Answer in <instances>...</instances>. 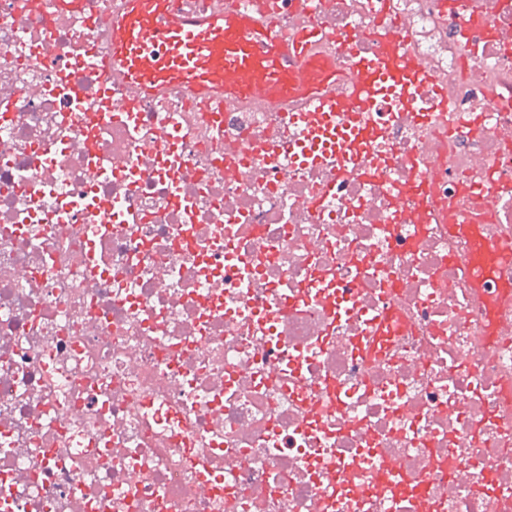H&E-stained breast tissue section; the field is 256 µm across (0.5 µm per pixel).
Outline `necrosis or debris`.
<instances>
[{
  "mask_svg": "<svg viewBox=\"0 0 512 512\" xmlns=\"http://www.w3.org/2000/svg\"><path fill=\"white\" fill-rule=\"evenodd\" d=\"M315 2L342 79L373 11L437 76L369 137L129 102L112 0H0V512H512V0ZM499 6L498 0H454L453 9L470 17L490 18Z\"/></svg>",
  "mask_w": 512,
  "mask_h": 512,
  "instance_id": "4bbe7bcc",
  "label": "necrosis or debris"
}]
</instances>
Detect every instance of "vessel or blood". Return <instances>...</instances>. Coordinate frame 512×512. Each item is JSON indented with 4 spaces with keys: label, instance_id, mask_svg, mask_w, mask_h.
Returning a JSON list of instances; mask_svg holds the SVG:
<instances>
[{
    "label": "vessel or blood",
    "instance_id": "obj_1",
    "mask_svg": "<svg viewBox=\"0 0 512 512\" xmlns=\"http://www.w3.org/2000/svg\"><path fill=\"white\" fill-rule=\"evenodd\" d=\"M499 0H453L454 10L490 18ZM382 30V53L355 57L351 101L363 108L359 135L376 122L368 106L377 87L389 83L392 91L408 93V62L390 53L399 30L377 17ZM324 26L312 22L290 34L278 31L273 20L255 18L246 0H224V8L190 14L176 10L172 0H115L112 29L107 36L112 77L134 100L164 93L179 85L215 99L246 102L306 94L318 120L334 116L336 98L334 62L319 58Z\"/></svg>",
    "mask_w": 512,
    "mask_h": 512
}]
</instances>
